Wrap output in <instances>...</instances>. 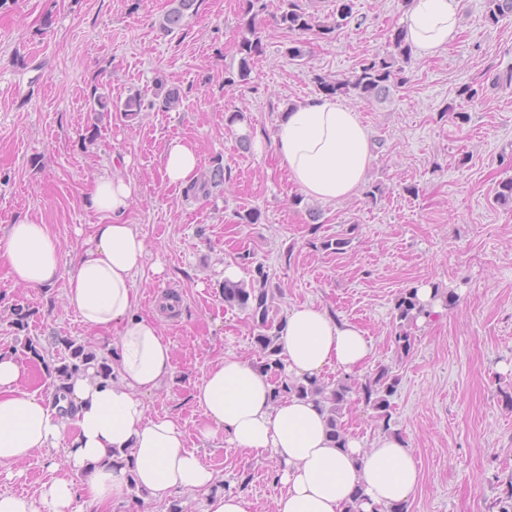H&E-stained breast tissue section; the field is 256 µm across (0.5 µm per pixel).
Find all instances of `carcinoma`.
Returning <instances> with one entry per match:
<instances>
[{
  "instance_id": "1",
  "label": "carcinoma",
  "mask_w": 512,
  "mask_h": 512,
  "mask_svg": "<svg viewBox=\"0 0 512 512\" xmlns=\"http://www.w3.org/2000/svg\"><path fill=\"white\" fill-rule=\"evenodd\" d=\"M197 0H174V7L167 14L164 26L172 29L180 25L186 13L196 7ZM275 15L278 26L291 32L300 33L317 29L322 35H330L348 24L351 18L350 0H336V9L330 17H320L304 9L300 0H281ZM245 13L249 15L246 25L252 37H245L238 45L240 54L237 77L227 78L230 84L244 85L250 82L255 61L263 53L262 42L255 35L253 22L268 11V0H246ZM485 17L490 23H497L500 18L512 14V0H485ZM390 45L394 53L385 57L365 59L359 64V70L349 80L332 81L317 78L320 89L327 95L338 93L356 94L362 101L379 98L389 92L390 87L407 82L404 70L396 67V57L408 59L411 45L406 40V31L399 28L392 34ZM494 200L501 206L512 207V179L499 182L494 189ZM268 274L263 266L255 269L251 287L237 281H224V303L230 307H239L249 311L254 325L258 328L255 336L256 352L260 360L259 368L274 377L272 380L274 398L297 395L316 401L327 416L330 436L339 447H345V427L342 418L345 409L352 401L365 403L375 413L384 430H389L392 420V397L397 391L398 378L383 368L372 376L362 379L345 375L331 382L319 377L305 380L292 379L285 373L282 358L277 347L276 324L272 315L267 288ZM417 288H408L401 292L395 304V320L398 331L394 344L398 353L409 355L414 345L412 329L418 319H429L434 315L432 304L420 301ZM67 355L62 358L57 369L58 381L63 383L72 375L86 369L96 360V354L86 350L85 346L71 339L62 340Z\"/></svg>"
}]
</instances>
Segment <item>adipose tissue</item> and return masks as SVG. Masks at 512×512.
<instances>
[{
	"label": "adipose tissue",
	"mask_w": 512,
	"mask_h": 512,
	"mask_svg": "<svg viewBox=\"0 0 512 512\" xmlns=\"http://www.w3.org/2000/svg\"><path fill=\"white\" fill-rule=\"evenodd\" d=\"M404 26L419 57L435 56L459 34L455 0H409ZM278 166L308 197L333 202L354 195L372 160L370 133L355 108L319 97L286 112L274 134ZM193 144L176 140L164 152V178L186 187L198 176ZM137 184L115 172L95 175L86 208L92 225L71 268H64L56 238L44 224H11L0 231V265L26 288L63 285L66 304L88 330L113 335L112 379L93 370L73 375L58 397L22 385L17 359L0 353V467L48 448H64L68 476L46 485L40 498L0 492V512H75L77 495L93 506L127 504L131 490L143 501L181 492L205 496L203 512H253L244 496L217 490L214 470L185 445L179 421L148 416L146 395L173 370V350L156 317L139 314L135 280L146 243L123 217ZM289 376L332 368L356 375L368 365L372 344L356 324L334 319L315 304L292 306L276 327ZM201 414L196 429L259 459L276 457L280 490L274 512H346L356 489L361 512L404 504L414 496L420 470L412 449L384 435L372 448L347 437L337 445L326 415L298 396L274 400L272 384L250 361L219 359L192 392ZM84 474L74 486L71 473Z\"/></svg>",
	"instance_id": "ef3b65f1"
}]
</instances>
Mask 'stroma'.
I'll list each match as a JSON object with an SVG mask.
<instances>
[{
	"instance_id": "obj_1",
	"label": "stroma",
	"mask_w": 512,
	"mask_h": 512,
	"mask_svg": "<svg viewBox=\"0 0 512 512\" xmlns=\"http://www.w3.org/2000/svg\"><path fill=\"white\" fill-rule=\"evenodd\" d=\"M347 26L321 37L256 20L263 53L249 84L236 71L243 0H198L180 27L165 31L171 0H5L0 5V228L48 225L63 262L79 231L98 223L84 194L95 174L117 170L139 194L125 216L147 244L136 281L139 312L158 316L173 349V373L145 398L149 415L179 417L188 448L217 473L218 486L242 494L254 512H271L279 464L249 460L224 438L204 440L191 394L221 357L257 361V330L247 311L224 303V269L251 282L269 274L277 317L314 303L363 329L373 344L365 369L399 379L391 432L412 448L421 471L407 512H489L512 486V209L493 188L512 177V15L489 23L484 0H456L458 39L435 57L411 55L406 84L364 102L345 94L371 136L372 162L357 194L325 203L307 196L277 165L269 141L288 107L319 97L318 78H349L359 62L390 52L407 0H350ZM303 42L306 55L290 59ZM177 90L164 107L157 81ZM465 85L486 86L477 99ZM109 95V112L88 94ZM141 94L130 118L118 106ZM241 119L228 123L232 112ZM467 120H459V113ZM264 142L240 148V138ZM175 140L192 142L200 173L224 168L206 197H185L162 175ZM257 210L258 223L241 220ZM345 237L344 252L321 248ZM438 285L456 300L418 321L406 358L395 352L394 307L406 288ZM25 308V329L11 323ZM61 337L101 352L103 344L66 306L62 287L14 285L0 266V352L25 367L28 389L50 391L64 351ZM34 350H27L26 340ZM63 449L17 464L0 491L39 497L59 477ZM131 510L99 509L76 497L77 512H201L203 496L176 493L159 503L131 492Z\"/></svg>"
}]
</instances>
